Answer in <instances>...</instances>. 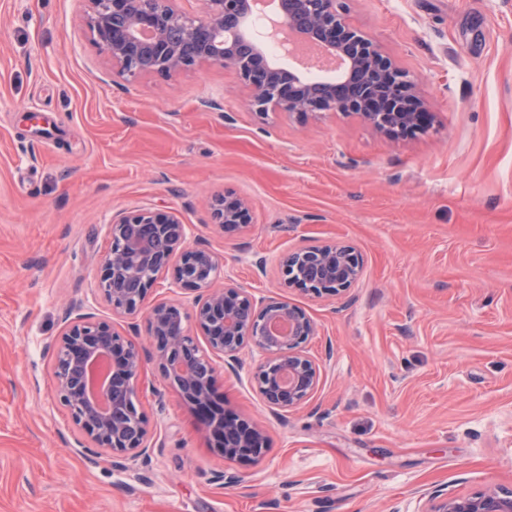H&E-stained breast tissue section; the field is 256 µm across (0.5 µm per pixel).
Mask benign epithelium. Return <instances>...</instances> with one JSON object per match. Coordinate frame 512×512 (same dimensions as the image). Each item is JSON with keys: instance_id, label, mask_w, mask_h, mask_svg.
Masks as SVG:
<instances>
[{"instance_id": "7a95c632", "label": "benign epithelium", "mask_w": 512, "mask_h": 512, "mask_svg": "<svg viewBox=\"0 0 512 512\" xmlns=\"http://www.w3.org/2000/svg\"><path fill=\"white\" fill-rule=\"evenodd\" d=\"M85 23L112 66V77L125 82L143 76H172L200 64L230 65L252 92L250 105L264 112L274 105L290 114L350 112L377 131L389 134L411 125L424 109L408 72L372 40L344 21V0H282L269 20L267 37L290 56L314 42L331 56L349 62L340 82H306L271 66L251 35L259 0H202L201 11L185 10L184 0H83ZM216 223L226 228L251 223L248 201L226 194L212 203ZM109 250L101 263L98 290L115 315L148 308L154 352L143 353L129 337L104 322H68L47 344L55 357L54 391L88 443L116 466L134 462L155 447L154 431L139 392L147 363L152 362L190 405L210 402L221 372L213 361L232 369L245 341L267 354L255 371L257 389L274 411L286 412L313 395L320 367L303 350L316 326L288 301H255L233 285L214 287L219 263L208 249L184 244L189 225L174 212L136 209L112 215L107 225ZM174 267L173 286L202 291L193 315L173 302L146 306L159 275ZM282 273L290 283L301 279L317 295L345 298L360 279L362 266L354 247L332 242L288 254ZM194 318L203 331L204 353L185 331H172L171 315ZM276 323L288 326L273 333ZM193 349L209 370L198 382L183 360ZM263 430L224 421V457L253 455L264 445ZM424 512H512V492L489 489L470 498L428 497Z\"/></svg>"}]
</instances>
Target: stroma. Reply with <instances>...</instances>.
I'll return each mask as SVG.
<instances>
[{"instance_id": "1", "label": "stroma", "mask_w": 512, "mask_h": 512, "mask_svg": "<svg viewBox=\"0 0 512 512\" xmlns=\"http://www.w3.org/2000/svg\"><path fill=\"white\" fill-rule=\"evenodd\" d=\"M83 0H0V512H422L424 492L512 490V0H346L347 24L409 72L425 132L359 116L251 112L230 67L113 81ZM231 193L243 231L211 219ZM177 213L255 299L316 324L321 369L285 415L245 344L218 391L266 432L224 458L148 367L162 442L127 467L81 448L45 345L64 315L147 346L146 311L99 295L112 214ZM353 246L349 302L288 285L282 256Z\"/></svg>"}]
</instances>
